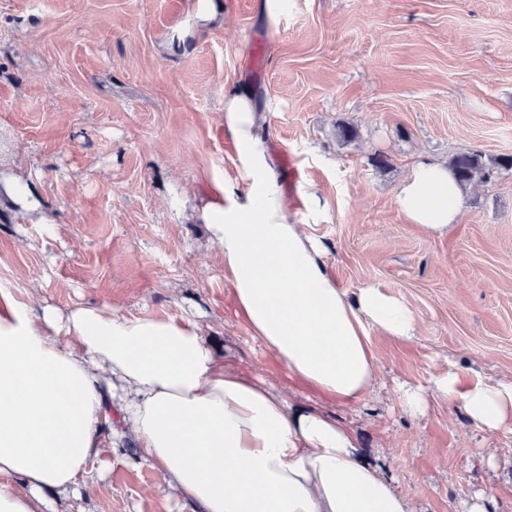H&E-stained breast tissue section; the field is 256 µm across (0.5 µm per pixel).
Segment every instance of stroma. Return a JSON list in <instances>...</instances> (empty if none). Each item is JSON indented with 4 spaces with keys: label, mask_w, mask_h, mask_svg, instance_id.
<instances>
[{
    "label": "stroma",
    "mask_w": 512,
    "mask_h": 512,
    "mask_svg": "<svg viewBox=\"0 0 512 512\" xmlns=\"http://www.w3.org/2000/svg\"><path fill=\"white\" fill-rule=\"evenodd\" d=\"M211 2L215 21L197 24L198 0H0V170L25 173L49 218L0 210V290L197 320L226 361L348 425L417 512H512V425L477 427L440 399L402 410L403 391L450 371L465 387L512 381V169L464 192L444 237L395 202L420 159L512 153V0H289L273 29L257 0ZM234 91L257 99L291 217L326 246L337 286L414 312L411 339L372 335L363 404L293 385L235 312L198 218L214 176L249 185L222 123ZM135 455L125 446L57 512H190Z\"/></svg>",
    "instance_id": "obj_1"
}]
</instances>
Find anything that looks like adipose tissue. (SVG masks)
Returning a JSON list of instances; mask_svg holds the SVG:
<instances>
[{"label": "adipose tissue", "instance_id": "obj_1", "mask_svg": "<svg viewBox=\"0 0 512 512\" xmlns=\"http://www.w3.org/2000/svg\"><path fill=\"white\" fill-rule=\"evenodd\" d=\"M246 95L224 97V130L251 185L215 179L201 217L224 258L236 313L291 381L336 404L378 381L371 331L415 336L406 300L374 286L338 288L324 246L293 223ZM463 191L447 164L418 161L400 212L426 236L457 224ZM459 403L477 426L512 423V382L461 387L455 372L403 393L406 414ZM193 512H416L358 454L348 427L225 363L188 318L131 317L106 304L62 311L0 290V512H54L122 441Z\"/></svg>", "mask_w": 512, "mask_h": 512}]
</instances>
